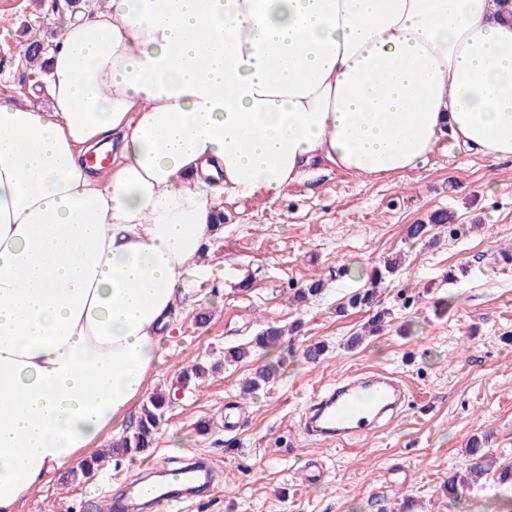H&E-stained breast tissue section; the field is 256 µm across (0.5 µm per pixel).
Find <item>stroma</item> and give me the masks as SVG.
I'll use <instances>...</instances> for the list:
<instances>
[{
  "mask_svg": "<svg viewBox=\"0 0 512 512\" xmlns=\"http://www.w3.org/2000/svg\"><path fill=\"white\" fill-rule=\"evenodd\" d=\"M67 15L65 0H0V100L40 84L18 49L31 33L51 36ZM217 206L224 221L187 278L151 390L167 391L181 367L202 364L204 376L175 398L140 456L112 458L80 483L71 468L54 471L18 512H99L102 500L169 460L199 457L214 463L215 482L177 512H512V485L487 480L455 497L446 486L471 439L487 437L496 461L512 463V264L498 258L512 247V160L444 136L425 162L390 181L319 164L277 198L223 196ZM440 210L469 232L407 238L408 225ZM394 257L402 265L378 289L389 326L347 348L368 316L339 305ZM343 265L350 274L337 277ZM313 276L323 292L293 304ZM271 324L286 331L280 345L220 363L226 347ZM317 343L325 355L306 362L304 349ZM266 363L277 380L243 396V381ZM365 369L405 379L403 415L346 447L309 437L300 422L317 391ZM310 459L322 477L304 483L297 473Z\"/></svg>",
  "mask_w": 512,
  "mask_h": 512,
  "instance_id": "1",
  "label": "stroma"
}]
</instances>
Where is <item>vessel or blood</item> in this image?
Instances as JSON below:
<instances>
[{"instance_id": "vessel-or-blood-1", "label": "vessel or blood", "mask_w": 512, "mask_h": 512, "mask_svg": "<svg viewBox=\"0 0 512 512\" xmlns=\"http://www.w3.org/2000/svg\"><path fill=\"white\" fill-rule=\"evenodd\" d=\"M406 405V388L395 374L384 370H359L321 391L304 416L306 431L328 442L348 443L374 433L384 421L399 414ZM177 485L162 493L172 501L211 486L213 472L198 465L182 471ZM148 485L128 487L123 499L111 502V512H139Z\"/></svg>"}]
</instances>
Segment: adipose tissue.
I'll return each mask as SVG.
<instances>
[{
  "mask_svg": "<svg viewBox=\"0 0 512 512\" xmlns=\"http://www.w3.org/2000/svg\"><path fill=\"white\" fill-rule=\"evenodd\" d=\"M44 90L0 102V512L147 395L220 193L512 159V0H108Z\"/></svg>",
  "mask_w": 512,
  "mask_h": 512,
  "instance_id": "obj_1",
  "label": "adipose tissue"
}]
</instances>
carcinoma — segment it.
Here are the masks:
<instances>
[{
    "label": "carcinoma",
    "mask_w": 512,
    "mask_h": 512,
    "mask_svg": "<svg viewBox=\"0 0 512 512\" xmlns=\"http://www.w3.org/2000/svg\"><path fill=\"white\" fill-rule=\"evenodd\" d=\"M52 47L50 41L39 37L31 36L23 47V57L32 66L42 70L47 64V52ZM448 226L451 235L463 233L466 226L454 223V217L446 212H436L430 217L428 224H411L406 229L407 237L411 239L424 240L429 237L430 231L435 226ZM398 268L394 260L385 261L383 268L373 270L370 276V286L361 288L354 292L347 301L340 307L344 311L348 308L359 311H371L373 315L364 324L363 335L350 338V344L354 345L362 340V336L375 334L379 332L390 312L385 309L375 310L377 289L376 285L381 283L385 277L393 275ZM322 292V281L319 279H309L306 287L301 288L294 295L297 302H306L312 297H316ZM284 336V330L280 327L269 326L254 338V346L257 348H268L278 344ZM277 378V372L271 366L266 365L256 370L253 376L243 385V393L249 395L256 390L270 384ZM170 398L165 393H159L151 397L148 403L144 404L137 419L134 428L127 432L122 439L112 445L109 453L95 456L86 461L80 468V471L73 473L76 480L89 479L95 472L101 469L106 461L107 455L112 456H133L143 449L149 447L155 440L159 424L169 406ZM496 475V479L501 483H512V463L493 468V462L483 451L482 443L478 440L472 441V447L469 450L467 463L461 471L455 472L448 477V494H457L459 488L470 487L486 479L489 475Z\"/></svg>",
    "instance_id": "1"
}]
</instances>
